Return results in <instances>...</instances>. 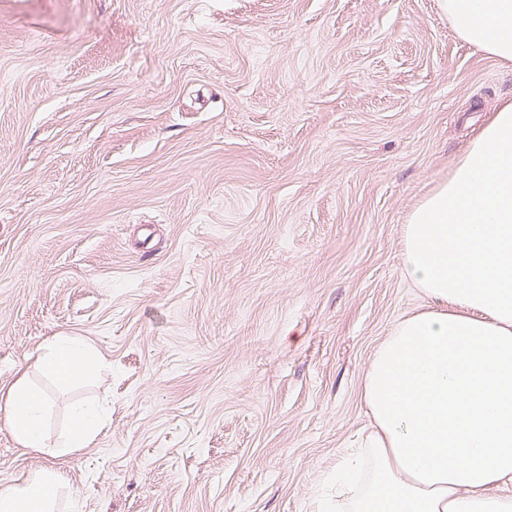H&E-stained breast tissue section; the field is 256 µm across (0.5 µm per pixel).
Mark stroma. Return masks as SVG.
<instances>
[{
	"label": "stroma",
	"mask_w": 512,
	"mask_h": 512,
	"mask_svg": "<svg viewBox=\"0 0 512 512\" xmlns=\"http://www.w3.org/2000/svg\"><path fill=\"white\" fill-rule=\"evenodd\" d=\"M438 0H0V388L52 336L107 367L78 512H308L370 429L376 347L429 300L402 226L512 64Z\"/></svg>",
	"instance_id": "35a3bbf8"
}]
</instances>
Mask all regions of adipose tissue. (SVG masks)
Listing matches in <instances>:
<instances>
[{"label":"adipose tissue","instance_id":"adipose-tissue-1","mask_svg":"<svg viewBox=\"0 0 512 512\" xmlns=\"http://www.w3.org/2000/svg\"><path fill=\"white\" fill-rule=\"evenodd\" d=\"M457 35L512 62V0H438ZM403 274L431 306L397 322L361 387L374 429L336 469L335 500L313 512H512V103L501 106L403 230ZM84 338L57 335L0 392V425L23 448L48 447L51 400L38 371L67 386L98 374ZM103 407L69 412L61 456L89 447ZM64 472L0 486V512H57Z\"/></svg>","mask_w":512,"mask_h":512}]
</instances>
